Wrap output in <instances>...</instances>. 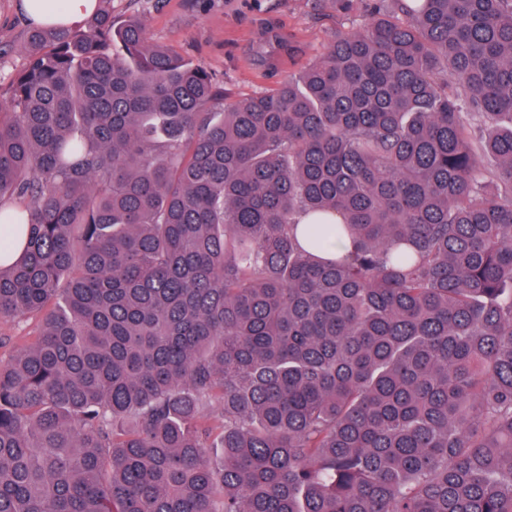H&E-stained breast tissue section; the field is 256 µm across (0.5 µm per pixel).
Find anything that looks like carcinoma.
Masks as SVG:
<instances>
[{"label": "carcinoma", "mask_w": 512, "mask_h": 512, "mask_svg": "<svg viewBox=\"0 0 512 512\" xmlns=\"http://www.w3.org/2000/svg\"><path fill=\"white\" fill-rule=\"evenodd\" d=\"M365 12L232 102L97 3L29 24L0 512H512V0ZM36 336L35 321L0 323V362H7L16 348L33 342Z\"/></svg>", "instance_id": "obj_1"}]
</instances>
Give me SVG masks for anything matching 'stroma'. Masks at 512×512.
Wrapping results in <instances>:
<instances>
[{"instance_id": "35a3bbf8", "label": "stroma", "mask_w": 512, "mask_h": 512, "mask_svg": "<svg viewBox=\"0 0 512 512\" xmlns=\"http://www.w3.org/2000/svg\"><path fill=\"white\" fill-rule=\"evenodd\" d=\"M20 0H0V85L26 63L27 18ZM116 23H144L151 40L171 47L223 82L226 95L246 98L299 72L326 47L340 21L330 0H107ZM296 46L275 53V42Z\"/></svg>"}]
</instances>
